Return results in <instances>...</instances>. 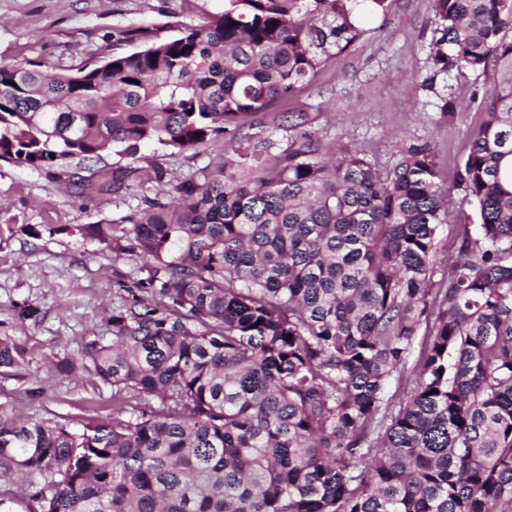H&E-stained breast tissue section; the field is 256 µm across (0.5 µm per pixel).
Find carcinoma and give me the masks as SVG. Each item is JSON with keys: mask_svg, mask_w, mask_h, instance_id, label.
Returning <instances> with one entry per match:
<instances>
[{"mask_svg": "<svg viewBox=\"0 0 512 512\" xmlns=\"http://www.w3.org/2000/svg\"><path fill=\"white\" fill-rule=\"evenodd\" d=\"M359 2L224 0L120 30L142 49L75 73L0 64V160L224 140L172 201L58 228L152 266L123 286L112 344L57 364L112 385L122 414L0 417V475L40 474L38 512H512V0H432L434 73L490 79L452 189L426 146L380 169L328 161L303 112L281 116L283 146L241 124L357 39ZM454 189L465 224L435 281ZM18 357L0 341V367Z\"/></svg>", "mask_w": 512, "mask_h": 512, "instance_id": "1", "label": "carcinoma"}]
</instances>
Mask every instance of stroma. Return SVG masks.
Returning <instances> with one entry per match:
<instances>
[{
  "mask_svg": "<svg viewBox=\"0 0 512 512\" xmlns=\"http://www.w3.org/2000/svg\"><path fill=\"white\" fill-rule=\"evenodd\" d=\"M224 8V0H0V63L34 62L43 68L77 71L116 51V31L161 25L169 16L202 22ZM359 37L331 55L313 84L278 100L264 117L278 143L282 113L304 112L308 132L333 150L361 151L377 167L393 165L402 150L429 146L440 180L453 185L471 131L479 125V102L489 87L477 72L434 75L430 48L435 25L430 0H389L387 12L356 11ZM432 88H423L426 78ZM458 108L443 111L445 101ZM223 143L178 155L142 146L137 168L162 169L186 178L222 154ZM104 151L99 162L67 163L52 171L0 161V340L21 352L17 366L0 368V417L23 414L77 427L111 419L112 388L85 373L72 379L56 370L92 341L111 339L107 321L129 296L123 284L146 277L145 260L118 256L103 243L69 234L70 226L120 223L137 204L138 183L119 192H91L86 184L97 166H122ZM33 306L38 315L24 319Z\"/></svg>",
  "mask_w": 512,
  "mask_h": 512,
  "instance_id": "35a3bbf8",
  "label": "stroma"
}]
</instances>
